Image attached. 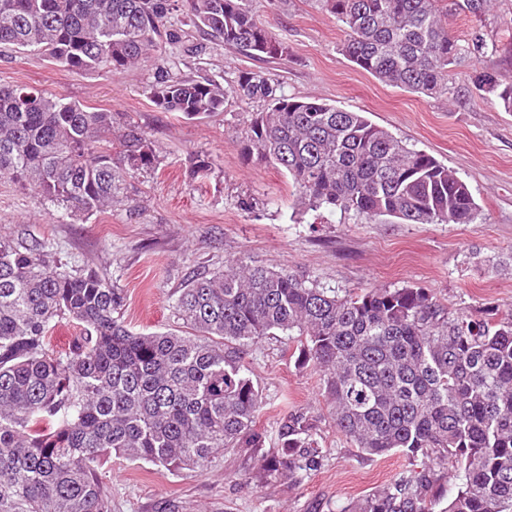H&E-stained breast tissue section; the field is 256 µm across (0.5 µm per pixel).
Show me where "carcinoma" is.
Returning <instances> with one entry per match:
<instances>
[{
  "label": "carcinoma",
  "mask_w": 512,
  "mask_h": 512,
  "mask_svg": "<svg viewBox=\"0 0 512 512\" xmlns=\"http://www.w3.org/2000/svg\"><path fill=\"white\" fill-rule=\"evenodd\" d=\"M185 25L260 61L287 47L243 0H185ZM440 0H325L345 29L342 53L409 92L448 90L465 51L496 53L479 32L462 46ZM170 0H0V45L36 51L76 73H118L152 59L155 105L187 119L224 110L214 80L171 76L157 42ZM512 112V84L473 77ZM232 92L268 102L251 121L248 152L286 171L311 210L405 224H470L468 184L361 112L277 93L246 72ZM112 113L32 85L0 88V175L86 214L112 206L127 169L156 155L135 129L112 156ZM124 297L93 269L55 259L50 245L0 238V512H112L99 469L114 455L203 473L219 451L260 452L263 475L299 483L323 449L313 424L284 415L279 447L255 429L266 405L245 372L264 336H302L298 362L323 375L336 429L366 456L422 458L341 512H433L437 472L459 471L440 512H512V318L451 310L427 289L323 288L287 268L235 260L189 276L175 311L190 336L131 331ZM61 323L83 331L65 353L48 346Z\"/></svg>",
  "instance_id": "carcinoma-1"
}]
</instances>
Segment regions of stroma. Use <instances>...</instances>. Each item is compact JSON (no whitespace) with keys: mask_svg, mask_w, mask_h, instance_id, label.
<instances>
[{"mask_svg":"<svg viewBox=\"0 0 512 512\" xmlns=\"http://www.w3.org/2000/svg\"><path fill=\"white\" fill-rule=\"evenodd\" d=\"M253 14L287 46L263 62L200 33L163 52L172 76L210 78L229 94L221 112L188 120L158 109L154 68L75 73L35 52L0 46V86L32 85L111 112L113 131L138 128L158 155L156 168L131 172L111 208L66 213L32 187L0 177V235L50 242L58 259L108 272L124 296L130 330H182L174 313L193 273L236 258L284 267L324 288L422 287L452 309L512 316V112L482 98L471 77L487 67L512 83V0H492L484 17L455 11L450 32L467 43L481 32L495 55L465 54L450 67V89L433 95L390 86L341 51L343 27L324 0H248ZM257 72L285 95L322 99L363 112L397 138L448 166L470 187L479 212L470 224H402L389 217L313 211L288 175L245 148L260 99L233 94L239 75ZM210 169L193 176L196 159ZM295 336H266L243 363L267 405L256 427L277 445L284 414L299 411L326 453L303 480H263L248 448H229L203 474L173 472L112 457L102 468L112 512H341L412 466L400 453L370 458L330 416L319 372L297 363Z\"/></svg>","mask_w":512,"mask_h":512,"instance_id":"stroma-1","label":"stroma"}]
</instances>
